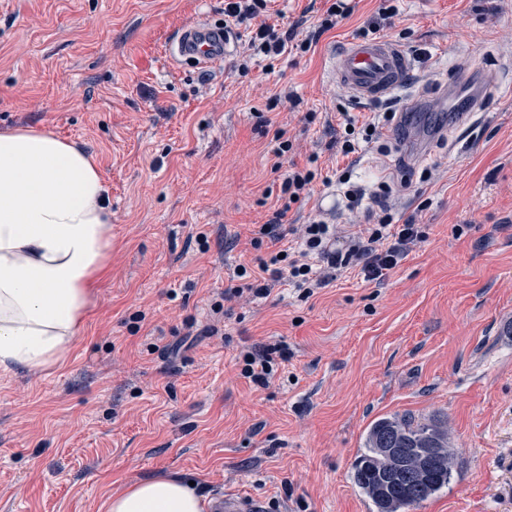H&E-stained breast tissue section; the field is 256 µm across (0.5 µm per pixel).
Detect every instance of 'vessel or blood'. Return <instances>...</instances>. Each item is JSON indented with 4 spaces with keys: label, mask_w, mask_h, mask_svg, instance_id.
<instances>
[{
    "label": "vessel or blood",
    "mask_w": 512,
    "mask_h": 512,
    "mask_svg": "<svg viewBox=\"0 0 512 512\" xmlns=\"http://www.w3.org/2000/svg\"><path fill=\"white\" fill-rule=\"evenodd\" d=\"M231 38L220 26L205 21L190 23L178 30L165 53L170 60L186 61L199 67L223 62ZM413 61L406 50L392 39L347 40L331 59V72L351 95L362 101L391 98L406 86ZM211 512H266L258 499L238 494L215 493Z\"/></svg>",
    "instance_id": "obj_1"
}]
</instances>
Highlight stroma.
I'll use <instances>...</instances> for the list:
<instances>
[{
	"mask_svg": "<svg viewBox=\"0 0 512 512\" xmlns=\"http://www.w3.org/2000/svg\"><path fill=\"white\" fill-rule=\"evenodd\" d=\"M331 3L269 0L262 19L299 40ZM381 4L352 0L308 52L242 73V26L223 65L164 53L186 23L223 20L224 0H0V132L85 150L112 209L108 268L65 366L0 374V512H105L108 496L155 477L272 512H372L352 463L370 422L403 412L447 417L455 458L447 488L414 512H512V0H395L382 34L415 80L361 103L330 57ZM284 91L299 105L270 107ZM475 92L481 118L466 105ZM408 100L413 125H391L386 151L352 165L326 150L317 165L352 167L369 202L390 183L395 223L427 225L426 242L382 285L352 274L300 301L280 284L216 318L234 267L286 246L250 244L279 207L274 163L307 165L338 109L366 117ZM279 132L293 142L280 159ZM426 167L431 180L401 187L404 170ZM312 220L367 213L318 181L284 222ZM278 340L291 359L253 386L240 352Z\"/></svg>",
	"mask_w": 512,
	"mask_h": 512,
	"instance_id": "1",
	"label": "stroma"
}]
</instances>
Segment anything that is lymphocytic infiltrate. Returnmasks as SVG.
<instances>
[{"label": "lymphocytic infiltrate", "instance_id": "obj_1", "mask_svg": "<svg viewBox=\"0 0 512 512\" xmlns=\"http://www.w3.org/2000/svg\"><path fill=\"white\" fill-rule=\"evenodd\" d=\"M266 7V0H224V21L249 27V47L253 54L269 60L279 59L293 48L300 52L311 49L314 35H307L292 48L288 45L287 33L260 22L259 17ZM391 118V113L387 112L383 117L375 116L362 122L351 113L341 112L340 131L330 145L344 156L358 153L361 147L378 142L382 121ZM309 161L307 167H292L283 173L282 207L275 211L269 223L260 225L253 239L254 247H261L267 238L275 241L285 238L283 218L294 201L310 195L318 176L317 156H310ZM369 218V223L356 225L348 231L321 221L308 222L294 244L259 258L256 268L238 266L235 271L237 283L225 288V300L246 293L263 299L282 282L288 284L300 299L306 300L347 274L357 275L368 283L383 284L389 273L427 239L428 233L422 224L394 223L393 215L385 205L370 212ZM289 357L285 343L253 345L241 356V374L256 387H268L279 366Z\"/></svg>", "mask_w": 512, "mask_h": 512}]
</instances>
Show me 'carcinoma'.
Instances as JSON below:
<instances>
[{
	"mask_svg": "<svg viewBox=\"0 0 512 512\" xmlns=\"http://www.w3.org/2000/svg\"><path fill=\"white\" fill-rule=\"evenodd\" d=\"M353 480L375 512H410L448 485L454 460L447 420L379 417L367 428Z\"/></svg>",
	"mask_w": 512,
	"mask_h": 512,
	"instance_id": "cac0c4a2",
	"label": "carcinoma"
}]
</instances>
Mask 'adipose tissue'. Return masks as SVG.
<instances>
[{"label": "adipose tissue", "instance_id": "ef3b65f1", "mask_svg": "<svg viewBox=\"0 0 512 512\" xmlns=\"http://www.w3.org/2000/svg\"><path fill=\"white\" fill-rule=\"evenodd\" d=\"M107 190L92 156L47 132L0 133V371L63 365L107 264ZM105 512H203L170 478L136 481Z\"/></svg>", "mask_w": 512, "mask_h": 512}]
</instances>
